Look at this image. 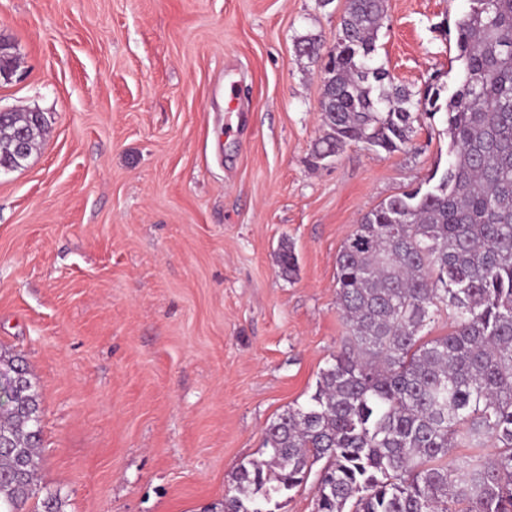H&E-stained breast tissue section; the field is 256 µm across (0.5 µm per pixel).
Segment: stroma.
Segmentation results:
<instances>
[{"label":"stroma","instance_id":"1","mask_svg":"<svg viewBox=\"0 0 512 512\" xmlns=\"http://www.w3.org/2000/svg\"><path fill=\"white\" fill-rule=\"evenodd\" d=\"M468 7L385 0L376 59L395 84L456 83ZM344 8L0 0V110L49 120L0 172V351L39 385L37 478L63 512H221L340 349L336 258L358 220L447 168L439 120L399 151L314 162L321 70L296 44L333 43Z\"/></svg>","mask_w":512,"mask_h":512}]
</instances>
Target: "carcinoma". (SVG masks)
<instances>
[{"mask_svg": "<svg viewBox=\"0 0 512 512\" xmlns=\"http://www.w3.org/2000/svg\"><path fill=\"white\" fill-rule=\"evenodd\" d=\"M455 22L461 78L415 99L376 64L384 0H346L327 58L318 161L349 142L394 152L445 114L448 167L366 212L336 259L348 331L305 405L269 423L266 457L232 472L222 512L280 509L321 462L315 512H512V0H468ZM41 112H0L39 145ZM445 313L448 334L421 330ZM0 512L38 497L40 395L19 355L0 356ZM495 453H479L487 443ZM454 448L472 453L453 456Z\"/></svg>", "mask_w": 512, "mask_h": 512, "instance_id": "carcinoma-1", "label": "carcinoma"}]
</instances>
